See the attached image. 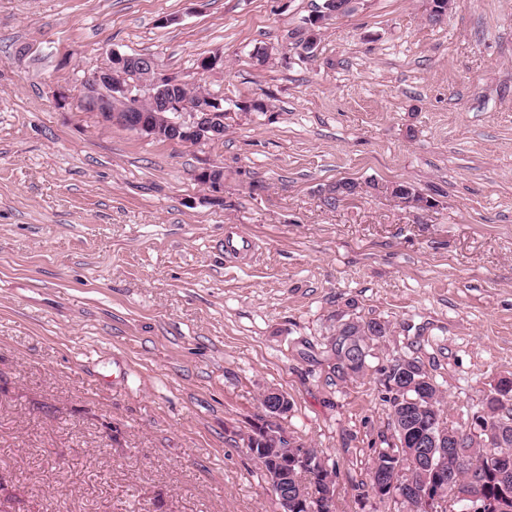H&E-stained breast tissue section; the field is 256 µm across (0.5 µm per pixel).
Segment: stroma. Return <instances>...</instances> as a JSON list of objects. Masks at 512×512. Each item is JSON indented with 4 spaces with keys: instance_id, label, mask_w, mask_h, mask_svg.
Wrapping results in <instances>:
<instances>
[{
    "instance_id": "stroma-1",
    "label": "stroma",
    "mask_w": 512,
    "mask_h": 512,
    "mask_svg": "<svg viewBox=\"0 0 512 512\" xmlns=\"http://www.w3.org/2000/svg\"><path fill=\"white\" fill-rule=\"evenodd\" d=\"M322 3L0 0V512H280L238 439L271 388L336 512H398L365 484L395 439L382 369L419 361L462 427L512 377V0L438 23L353 0L306 57L290 35ZM110 49L222 97L223 138L86 111ZM339 179L361 191L331 208ZM231 227L253 254L226 257ZM351 318L391 334L342 379L326 347Z\"/></svg>"
}]
</instances>
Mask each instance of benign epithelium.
I'll return each mask as SVG.
<instances>
[{
    "label": "benign epithelium",
    "mask_w": 512,
    "mask_h": 512,
    "mask_svg": "<svg viewBox=\"0 0 512 512\" xmlns=\"http://www.w3.org/2000/svg\"><path fill=\"white\" fill-rule=\"evenodd\" d=\"M334 16L336 13L329 11L313 14L301 29L291 34V38L302 48H316L318 28ZM185 85L187 81L159 72L156 60L150 56L112 50L107 52L105 63L82 82L85 103L108 124L176 143L200 144L223 137L224 124L230 113L224 111L220 98L209 95L183 99L179 89ZM198 178L215 193L224 188L221 167L205 168L198 173ZM265 399L266 411L255 419L252 428L240 433V439L254 457L270 450L279 454V467L268 473V483L279 495L281 512H299L307 509L305 491L300 488L295 493H288V466L300 467L307 463L300 452L304 442L280 423L288 408V397L279 390L270 389ZM415 453L429 458L433 472L444 476L451 475L464 463L456 438L448 434L447 425L438 417L420 436ZM395 496L407 503L420 499L428 512L477 510L472 504L475 500L472 495L462 494L444 502L431 484L425 490H419L408 471L402 472Z\"/></svg>",
    "instance_id": "benign-epithelium-1"
}]
</instances>
